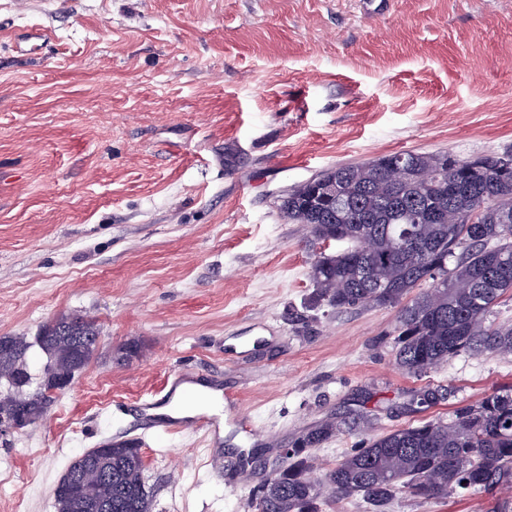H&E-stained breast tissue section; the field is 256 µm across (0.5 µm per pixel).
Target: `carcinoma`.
Returning <instances> with one entry per match:
<instances>
[{
  "label": "carcinoma",
  "instance_id": "1",
  "mask_svg": "<svg viewBox=\"0 0 512 512\" xmlns=\"http://www.w3.org/2000/svg\"><path fill=\"white\" fill-rule=\"evenodd\" d=\"M402 163L405 177L388 180ZM284 217L309 228L315 253L311 303L338 311L398 308L396 360L421 377L438 365L482 350L512 355V327L489 324L504 297L512 299V154L462 159L447 151H399L361 164H338L288 192ZM373 241L360 252L361 239ZM333 243L342 244L329 250ZM102 340L100 325L81 314L54 320V330L29 340L6 336L12 356L0 365V393L27 409L29 424L46 415L48 376L79 374ZM46 356L42 372L27 357ZM438 390H415L405 403L426 411ZM327 421L294 445L293 463L270 474L246 507L256 512H320V504L360 498L369 512H385L399 496L420 506L450 494L489 492L512 484V387L459 406L450 421L428 420L392 430L347 451L312 483L308 449L342 431ZM137 442L102 445L73 460L68 478L81 491L53 490L56 512H151Z\"/></svg>",
  "mask_w": 512,
  "mask_h": 512
}]
</instances>
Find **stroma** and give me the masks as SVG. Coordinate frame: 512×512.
Masks as SVG:
<instances>
[{"label":"stroma","instance_id":"obj_1","mask_svg":"<svg viewBox=\"0 0 512 512\" xmlns=\"http://www.w3.org/2000/svg\"><path fill=\"white\" fill-rule=\"evenodd\" d=\"M400 150L512 154V0H0V336L64 313L103 331L46 418L0 436V512H55L68 464L111 439L140 441L153 512H249L325 421L373 422L313 448L329 467L512 385V356L488 351L410 376L397 308L309 303V231L278 196ZM130 340L140 358L117 362ZM176 370L239 394L251 426L224 421L222 469L201 432L116 409ZM426 386L452 394L408 411Z\"/></svg>","mask_w":512,"mask_h":512}]
</instances>
